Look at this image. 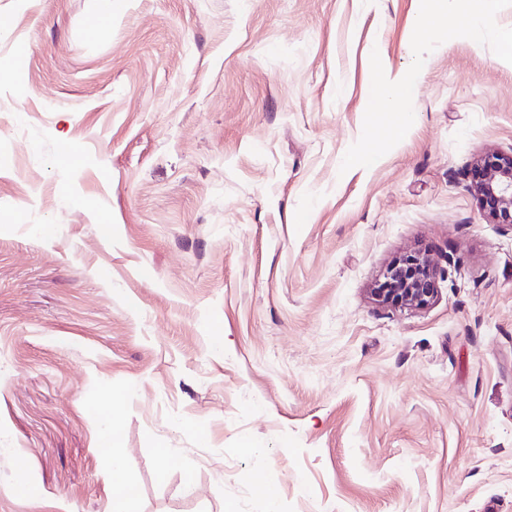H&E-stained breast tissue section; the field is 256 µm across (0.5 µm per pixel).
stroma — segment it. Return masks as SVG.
Instances as JSON below:
<instances>
[{
    "label": "stroma",
    "mask_w": 512,
    "mask_h": 512,
    "mask_svg": "<svg viewBox=\"0 0 512 512\" xmlns=\"http://www.w3.org/2000/svg\"><path fill=\"white\" fill-rule=\"evenodd\" d=\"M99 6L0 0V512H110L114 426L140 512H265L256 465L279 512H512V227L469 175L512 152V0L424 44L435 0ZM414 63L398 133L365 102ZM410 255L436 298L379 302Z\"/></svg>",
    "instance_id": "stroma-1"
}]
</instances>
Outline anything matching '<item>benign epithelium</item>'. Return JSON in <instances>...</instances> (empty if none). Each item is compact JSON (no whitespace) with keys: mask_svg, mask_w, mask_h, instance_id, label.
I'll return each mask as SVG.
<instances>
[{"mask_svg":"<svg viewBox=\"0 0 512 512\" xmlns=\"http://www.w3.org/2000/svg\"><path fill=\"white\" fill-rule=\"evenodd\" d=\"M472 188L483 210L495 224L512 227V153L480 157L470 170ZM437 273L430 262L417 258L412 268L403 260L387 271L386 287L375 292L381 302L410 307L427 306L437 295Z\"/></svg>","mask_w":512,"mask_h":512,"instance_id":"7a95c632","label":"benign epithelium"}]
</instances>
